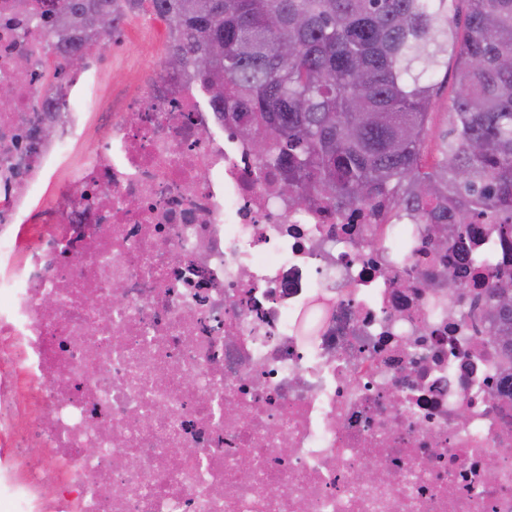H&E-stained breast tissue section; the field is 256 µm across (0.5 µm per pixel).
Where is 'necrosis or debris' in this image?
I'll return each instance as SVG.
<instances>
[{"label": "necrosis or debris", "mask_w": 512, "mask_h": 512, "mask_svg": "<svg viewBox=\"0 0 512 512\" xmlns=\"http://www.w3.org/2000/svg\"><path fill=\"white\" fill-rule=\"evenodd\" d=\"M54 2L0 0L8 512H512V235L296 209L167 60L78 93ZM494 288L484 298V306L490 317V330L512 337V304L510 307L505 300L512 301V275L497 274Z\"/></svg>", "instance_id": "1"}]
</instances>
